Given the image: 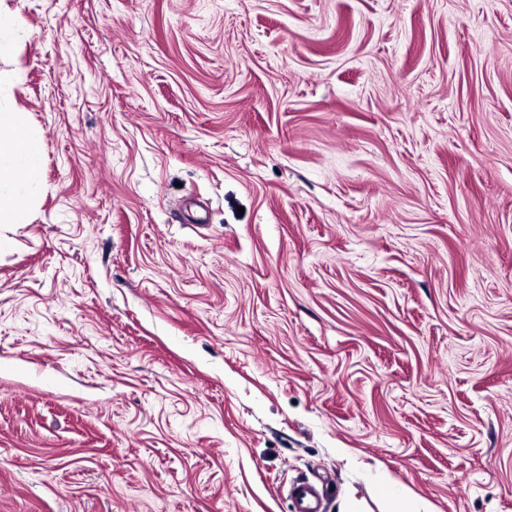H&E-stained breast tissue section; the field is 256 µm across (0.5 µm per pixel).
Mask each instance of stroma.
Wrapping results in <instances>:
<instances>
[{
    "mask_svg": "<svg viewBox=\"0 0 512 512\" xmlns=\"http://www.w3.org/2000/svg\"><path fill=\"white\" fill-rule=\"evenodd\" d=\"M0 12V512H512V0ZM42 137L31 126L29 112L0 106V224H21L30 209L31 188L38 175ZM13 168L15 177L3 167ZM24 183V191L18 187ZM320 493L309 484H300L295 488L294 500L296 512H321L318 507Z\"/></svg>",
    "mask_w": 512,
    "mask_h": 512,
    "instance_id": "stroma-1",
    "label": "stroma"
}]
</instances>
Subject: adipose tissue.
Here are the masks:
<instances>
[{"label":"adipose tissue","instance_id":"1","mask_svg":"<svg viewBox=\"0 0 512 512\" xmlns=\"http://www.w3.org/2000/svg\"><path fill=\"white\" fill-rule=\"evenodd\" d=\"M41 147L42 137L32 128L29 113L0 106V224L25 220Z\"/></svg>","mask_w":512,"mask_h":512}]
</instances>
